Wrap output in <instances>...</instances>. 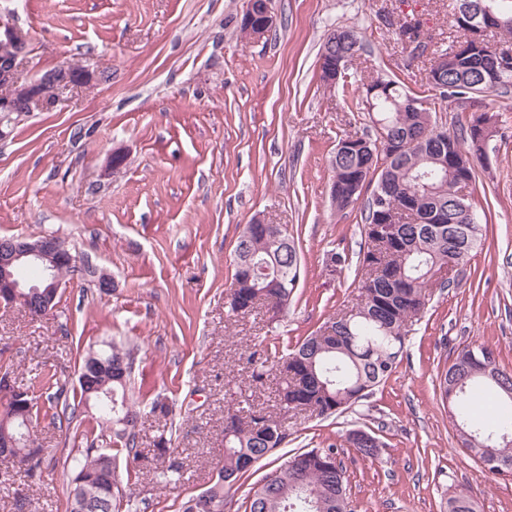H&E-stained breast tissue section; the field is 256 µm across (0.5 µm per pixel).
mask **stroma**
<instances>
[{"label":"stroma","instance_id":"stroma-1","mask_svg":"<svg viewBox=\"0 0 512 512\" xmlns=\"http://www.w3.org/2000/svg\"><path fill=\"white\" fill-rule=\"evenodd\" d=\"M247 0H0L17 9L35 50L27 76L62 60L94 58L109 82L78 88L49 110L22 113L0 139V237L55 232L72 254L114 281L98 293L91 275L68 276L55 309L31 318L0 307V371L16 384L60 376L75 385L81 356L101 338L135 348L133 398L143 457L128 483L137 512H181L202 492L224 453V412L273 410L277 377L255 383L253 348L282 356L358 292L364 241L359 209L331 202V158L345 133L371 126L349 94L319 79V50L340 27L364 43L347 70L353 85L383 76L427 99L430 57L409 58L391 20L415 16L442 47L456 43L449 0H273L275 29L245 41ZM499 132L476 166L470 192L486 213L485 242L451 286L435 280L395 372L343 413L287 419L288 437L225 496L224 512L291 456L334 447L348 478L351 512H447L469 490L476 512H512V474L489 473L462 450L440 396L454 352L486 343L512 373V96L498 99ZM127 163L109 171L113 151ZM282 224L301 257V276L279 314L257 306L228 313L234 247L253 220ZM347 256L334 261L335 253ZM169 416H152L155 399ZM41 406L34 429L47 450L40 480L12 468L0 512H66L67 456L102 433L96 412L70 429ZM377 433V458L349 447V430ZM179 448L183 480L158 483V436Z\"/></svg>","mask_w":512,"mask_h":512}]
</instances>
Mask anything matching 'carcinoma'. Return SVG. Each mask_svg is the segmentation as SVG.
I'll use <instances>...</instances> for the list:
<instances>
[{"label": "carcinoma", "instance_id": "cac0c4a2", "mask_svg": "<svg viewBox=\"0 0 512 512\" xmlns=\"http://www.w3.org/2000/svg\"><path fill=\"white\" fill-rule=\"evenodd\" d=\"M474 11L488 5L512 20V0H469ZM397 41L412 45L409 54L426 51L427 38L420 24L406 20L395 30ZM452 57L448 68L436 73L430 67L426 83L443 102L464 110L477 101L512 94V59L498 75L478 69L489 46L468 56L445 50ZM93 65L96 80H112V72L98 62L66 61L72 80H83L86 66ZM413 99L392 78L378 77L359 91L357 106L372 114L373 126L383 136L349 133L339 139L331 160V198L342 211L355 206L365 186L374 184L363 204L366 249L360 253L356 274L358 301L326 323V328L305 337L286 356L274 359L253 351L247 362L252 378L261 382L275 371L280 374L276 402L285 414L329 417L341 414L365 399L394 372L404 348L407 327L426 304V290L435 271L450 262L463 265L482 244L487 217L471 198L448 192V184L462 181L469 188L475 165L483 155L477 144L478 128L473 117L458 123L445 135L437 134L436 113L429 108L410 110ZM380 140L370 150L343 151L347 141L356 144L367 137ZM234 273L230 284V312L244 317L257 305L280 311L288 305L301 276V259L293 239L281 224H248L234 250ZM489 358H467L465 346L440 380L442 399L453 413V426L469 455L478 459L491 446L499 462L489 468L493 475L512 473V374L501 370L495 350L484 346ZM134 348L103 340L86 351L80 369H88L90 384L112 390V402L99 401L88 392L83 378L79 390L55 383L50 395L61 406L55 414L59 426H71L78 412L93 406L101 425L121 444L126 469L142 457L136 425L141 412L129 402ZM35 388L7 387L0 393V429L13 430V417L21 402L28 403V421L38 412ZM287 438L282 420L264 410L238 408L224 415V455L221 471L233 475L225 483L215 480L207 493L214 512H224V490L234 486L247 471L242 461L255 462L269 456ZM46 449L34 443L14 448V463L30 477L40 473ZM334 448H313L294 455L263 478L249 497L248 512H349L348 478ZM65 465L72 472L67 512H121L124 499L117 473L116 456L95 443ZM160 482L177 485L183 464L172 461L158 473ZM448 512H475L474 499L465 490L448 500Z\"/></svg>", "mask_w": 512, "mask_h": 512}]
</instances>
